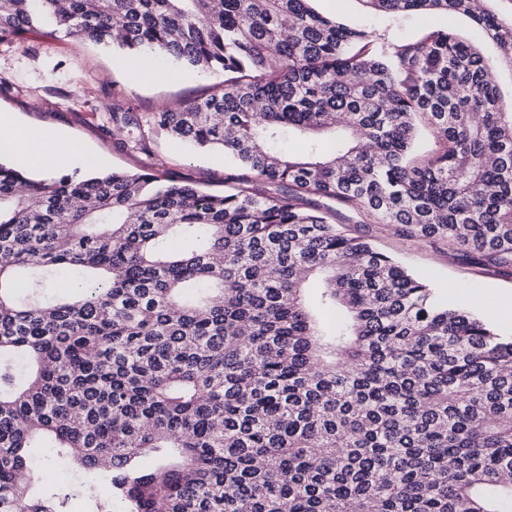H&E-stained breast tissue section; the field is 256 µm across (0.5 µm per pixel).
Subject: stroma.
Returning <instances> with one entry per match:
<instances>
[{
	"instance_id": "stroma-1",
	"label": "stroma",
	"mask_w": 512,
	"mask_h": 512,
	"mask_svg": "<svg viewBox=\"0 0 512 512\" xmlns=\"http://www.w3.org/2000/svg\"><path fill=\"white\" fill-rule=\"evenodd\" d=\"M314 8L336 21L372 32L385 42H403L433 29L451 31L477 45L491 59L498 49L485 39L477 25L461 14L408 12L385 14L366 7L362 0H314ZM131 60L123 53L39 28L7 46L0 45V113H12L39 134L60 133L79 141L102 168L152 172L188 180L220 192L233 166L222 152L198 151L160 132H151L148 151L132 149L134 128L112 122L113 111L134 107L142 116L174 108L209 95L219 76L161 63L162 76L150 83L131 76ZM340 224L352 234L371 239L382 251L397 257L415 276L427 281L442 301L464 303L484 318L487 292L512 293V271L482 273L461 255L450 254L435 239H409L394 226L370 221L358 211L340 207ZM39 464L32 489L52 493L72 489L77 476L61 462L34 451Z\"/></svg>"
}]
</instances>
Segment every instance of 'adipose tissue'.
Returning <instances> with one entry per match:
<instances>
[{"instance_id": "obj_1", "label": "adipose tissue", "mask_w": 512, "mask_h": 512, "mask_svg": "<svg viewBox=\"0 0 512 512\" xmlns=\"http://www.w3.org/2000/svg\"><path fill=\"white\" fill-rule=\"evenodd\" d=\"M0 150L13 154L18 163L40 165L49 175L86 157L77 144L61 136L52 144L42 143L29 129L20 127L8 112L0 113Z\"/></svg>"}]
</instances>
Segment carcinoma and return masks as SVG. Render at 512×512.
I'll use <instances>...</instances> for the list:
<instances>
[{
  "instance_id": "obj_1",
  "label": "carcinoma",
  "mask_w": 512,
  "mask_h": 512,
  "mask_svg": "<svg viewBox=\"0 0 512 512\" xmlns=\"http://www.w3.org/2000/svg\"><path fill=\"white\" fill-rule=\"evenodd\" d=\"M362 2L462 13L499 59L443 29L381 43L311 0H0V44L48 26L221 75L153 126L241 170L213 194L0 161V512H68L69 494L17 480L38 442L87 474L91 512L512 505V337L307 199L511 268L494 70L512 67V22L485 0ZM112 121L141 128L130 109ZM422 126L437 148L418 154ZM61 270L79 296L48 298Z\"/></svg>"
}]
</instances>
